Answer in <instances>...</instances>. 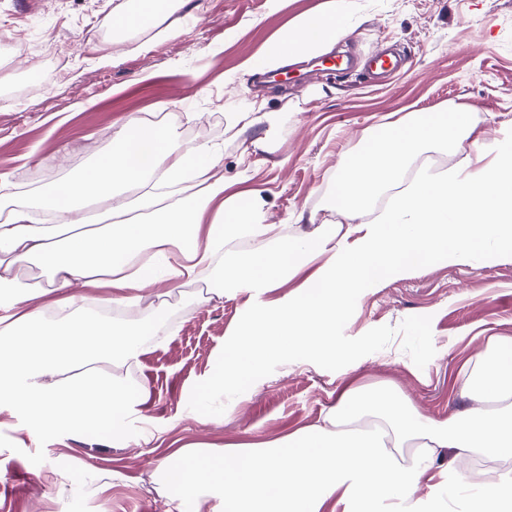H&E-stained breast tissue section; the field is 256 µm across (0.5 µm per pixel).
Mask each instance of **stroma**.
Returning <instances> with one entry per match:
<instances>
[{
    "mask_svg": "<svg viewBox=\"0 0 512 512\" xmlns=\"http://www.w3.org/2000/svg\"><path fill=\"white\" fill-rule=\"evenodd\" d=\"M137 2L0 0V39L18 45L15 61L0 67V191L68 181L110 150L130 116H153L177 139L218 147L225 182L262 190L268 223L293 236L346 225L331 203L339 162L383 124L411 112L468 114L465 139L410 160L377 198V214L423 174L466 159L493 166L497 143L512 137V0H340L349 33L332 56L392 45L405 57L379 85L319 67L284 66L274 82L248 74L269 40L326 0H186L176 32L134 29L114 45L104 17ZM50 49L68 57L65 68L51 66ZM256 107L267 121L243 127L240 113ZM170 295L126 377L149 390L127 426L148 442L93 433L34 443L23 407L0 403V512H175L155 471L176 449L282 438L317 423L347 382L391 385L444 419L465 409L459 378L487 337L512 338V252L471 264L441 259L353 296L335 355H284L225 394L210 381L252 299L206 295L195 284Z\"/></svg>",
    "mask_w": 512,
    "mask_h": 512,
    "instance_id": "obj_1",
    "label": "stroma"
}]
</instances>
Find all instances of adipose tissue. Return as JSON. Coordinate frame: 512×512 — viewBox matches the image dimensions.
Listing matches in <instances>:
<instances>
[{
	"instance_id": "1",
	"label": "adipose tissue",
	"mask_w": 512,
	"mask_h": 512,
	"mask_svg": "<svg viewBox=\"0 0 512 512\" xmlns=\"http://www.w3.org/2000/svg\"><path fill=\"white\" fill-rule=\"evenodd\" d=\"M345 34L336 6L304 15L267 48L264 64L321 52ZM466 130L460 110L416 112L382 127L339 166L334 202L351 227L290 238L263 223L262 191L225 197L214 147H182L167 128L129 118L79 179L30 201L0 202L8 209L0 220V401L25 407L32 440L101 431L126 441V418L148 390L129 389L113 370L138 361L165 306L135 324L89 317L79 285L110 289L116 308L140 305L142 290L158 280L178 287L205 269L216 296L249 292L255 311L212 380L223 391L257 378L288 349L334 351L348 300L361 289L438 259L478 260L493 244L512 250V142L499 149L496 167L422 180L394 209L361 219L408 159L432 143H459ZM90 198L109 219L106 230L90 229ZM235 236L249 250L225 252ZM312 263L315 275L297 292L264 302ZM49 294L61 321L35 304ZM459 395L470 408L435 420L410 399L348 387L322 423L273 441L185 448L158 470L176 499L219 493L221 512H327L332 501L342 512H512L511 474L474 483L455 466H434L444 449L455 461L512 457V339L490 337ZM425 480L433 496L415 498Z\"/></svg>"
}]
</instances>
